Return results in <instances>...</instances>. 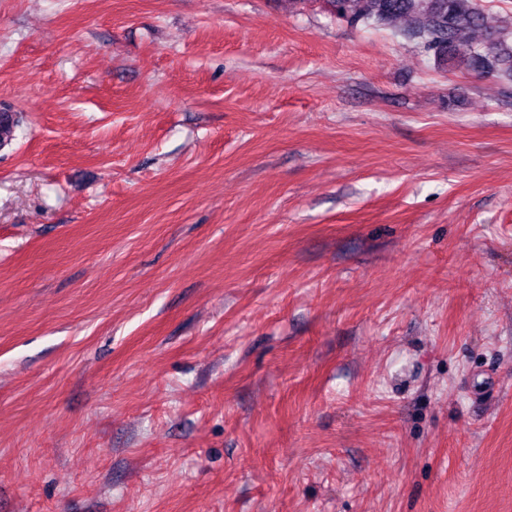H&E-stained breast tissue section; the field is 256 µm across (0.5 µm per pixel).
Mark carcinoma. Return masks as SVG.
<instances>
[{
    "mask_svg": "<svg viewBox=\"0 0 512 512\" xmlns=\"http://www.w3.org/2000/svg\"><path fill=\"white\" fill-rule=\"evenodd\" d=\"M335 16L352 26L391 28L409 18L412 33L424 47L452 56L467 30L484 25L480 0H327ZM470 66L482 73L497 74L512 82V53L504 52L493 39L470 47Z\"/></svg>",
    "mask_w": 512,
    "mask_h": 512,
    "instance_id": "obj_1",
    "label": "carcinoma"
}]
</instances>
